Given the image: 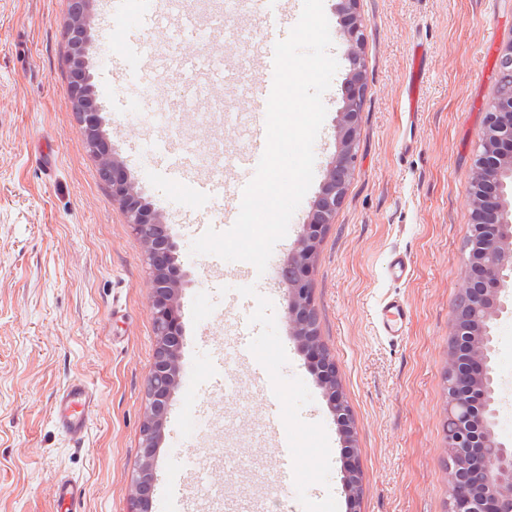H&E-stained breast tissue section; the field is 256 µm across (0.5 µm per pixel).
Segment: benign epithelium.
<instances>
[{
    "instance_id": "1",
    "label": "benign epithelium",
    "mask_w": 512,
    "mask_h": 512,
    "mask_svg": "<svg viewBox=\"0 0 512 512\" xmlns=\"http://www.w3.org/2000/svg\"><path fill=\"white\" fill-rule=\"evenodd\" d=\"M339 35L349 63L342 107L336 115V153L325 168L315 199L280 274L288 290V327L306 353L324 389L342 439L350 512H360L362 473L357 439L336 360L323 344L312 300L310 273L317 249L342 205L354 167L360 112L368 91L363 48L365 25L359 0H336ZM94 0L68 21L67 68L75 112L86 146L112 187V198L142 246L152 282L157 343L147 380L148 405L141 425L142 454L130 487L133 512H152L155 448L159 447L181 370L183 325L179 299L187 272L160 211L147 202L138 182L100 137L103 119L91 86L89 45ZM509 84L495 91L484 119L470 179L472 238L468 268L453 313V334L444 374L448 396L446 438L449 512H512V444L497 433L491 355L492 327L508 311L512 289V41L499 57Z\"/></svg>"
}]
</instances>
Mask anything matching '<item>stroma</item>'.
<instances>
[{
    "label": "stroma",
    "mask_w": 512,
    "mask_h": 512,
    "mask_svg": "<svg viewBox=\"0 0 512 512\" xmlns=\"http://www.w3.org/2000/svg\"><path fill=\"white\" fill-rule=\"evenodd\" d=\"M368 92L359 118L358 160L345 200L322 239L311 273L321 337L336 360L350 406L363 475L361 512H448V396L444 372L452 309L469 255L473 159L497 82L498 56L512 41V0H360ZM209 30L210 44L176 41L183 16ZM68 0H0V512H57L53 486L75 480L85 512H132L129 487L140 460L146 382L156 335L151 277L141 246L87 151L73 111L65 64ZM250 9L223 18L219 0H181L160 47L202 49L239 61L230 35L257 29ZM112 33L94 22L89 56L102 130L143 195L171 227L189 274L180 297L181 373L170 406L181 429L166 425L155 457L157 480L187 463L191 512H211L214 491L246 496L259 512H349L336 418L287 323L288 292L267 275L241 280L243 262L210 270L191 252L195 209L178 187L156 179L150 142L166 140L195 158L203 175L224 165L228 183L253 178L225 166L245 149L252 116L224 86L172 113L166 87L177 72L123 83L106 73ZM346 47L330 49L339 68L323 96L327 114L314 143V178L270 258L278 269L297 238L324 170L336 152L335 120L348 72ZM420 75L416 104L408 102ZM127 101L126 115L112 104ZM396 252L411 260L408 279L383 268ZM248 293L260 303V349L284 348L272 364L286 395L283 428L301 463L280 485L264 398L234 366L231 394L197 384L211 356L229 343L225 299ZM411 307L399 339L382 335L374 313L388 297ZM502 441H512V316L497 323ZM85 380L96 403L82 444L52 419L56 393Z\"/></svg>",
    "instance_id": "stroma-1"
}]
</instances>
